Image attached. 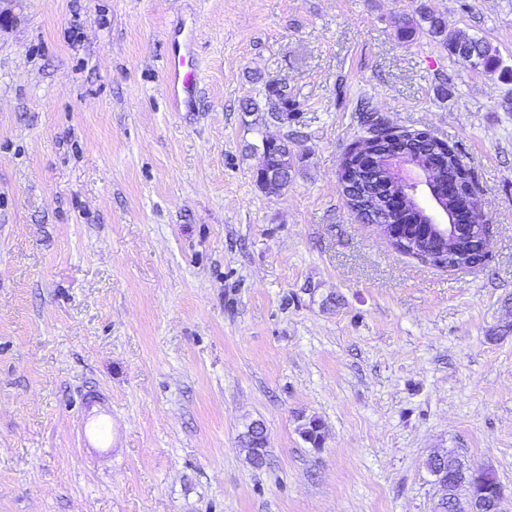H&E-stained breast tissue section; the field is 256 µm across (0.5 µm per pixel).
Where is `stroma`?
Masks as SVG:
<instances>
[{
	"mask_svg": "<svg viewBox=\"0 0 512 512\" xmlns=\"http://www.w3.org/2000/svg\"><path fill=\"white\" fill-rule=\"evenodd\" d=\"M423 7L500 68L401 37ZM178 29L191 112L166 98ZM272 80L285 126L243 109ZM363 105L456 148L483 264L399 253L346 205ZM287 134L269 195L255 147ZM91 388L107 463L77 445ZM441 449L512 512V0H0V512H434ZM246 428L247 430L242 437L244 449L247 452V457L251 464L259 467L263 465L266 459L264 429L257 423H252Z\"/></svg>",
	"mask_w": 512,
	"mask_h": 512,
	"instance_id": "stroma-1",
	"label": "stroma"
}]
</instances>
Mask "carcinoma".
<instances>
[{"mask_svg": "<svg viewBox=\"0 0 512 512\" xmlns=\"http://www.w3.org/2000/svg\"><path fill=\"white\" fill-rule=\"evenodd\" d=\"M421 21L429 23V32L435 36L443 37V42L449 50L462 61L474 68H483L494 72L501 64L497 49L480 38L472 37L463 31H456L445 35L446 26L441 21L423 12ZM402 144L405 155L419 161L425 156L441 149V145L432 140L420 141L409 131L404 132ZM399 161L395 159V152L387 142L376 146V162L369 169H361L356 164L355 156L347 152L344 155L340 169V185L347 205L364 219L376 220L383 224L387 222H403L404 229L408 230L412 237L394 243L395 248L403 253L415 255H427L434 264L448 268L454 266L464 267L474 263L477 259L475 247L479 231L468 232L456 239L453 251H436L427 245L420 243L413 234L420 230L418 221L425 219L421 211L411 207L399 212L386 211V198L395 188V171ZM293 166L292 149L288 145V139H282L266 149L261 150L258 169L263 173L260 180L263 189L278 193L288 186L290 172ZM438 183L431 184L435 190L443 187V184L454 179L460 188L465 190L469 185V168L458 154H446L445 163L437 173ZM243 443L247 457L251 464L261 466L265 462L266 440L263 427L257 423L247 426L243 435Z\"/></svg>", "mask_w": 512, "mask_h": 512, "instance_id": "1", "label": "carcinoma"}]
</instances>
